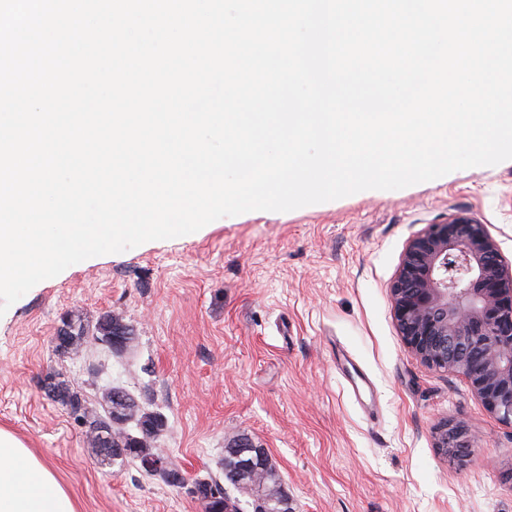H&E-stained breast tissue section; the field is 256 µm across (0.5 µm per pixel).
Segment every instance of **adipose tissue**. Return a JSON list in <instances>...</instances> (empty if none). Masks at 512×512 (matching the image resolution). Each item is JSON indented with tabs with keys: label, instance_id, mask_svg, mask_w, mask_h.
<instances>
[{
	"label": "adipose tissue",
	"instance_id": "adipose-tissue-1",
	"mask_svg": "<svg viewBox=\"0 0 512 512\" xmlns=\"http://www.w3.org/2000/svg\"><path fill=\"white\" fill-rule=\"evenodd\" d=\"M0 512H77L49 462L0 429Z\"/></svg>",
	"mask_w": 512,
	"mask_h": 512
}]
</instances>
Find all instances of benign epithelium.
<instances>
[{
  "mask_svg": "<svg viewBox=\"0 0 512 512\" xmlns=\"http://www.w3.org/2000/svg\"><path fill=\"white\" fill-rule=\"evenodd\" d=\"M394 319L408 350L455 371L500 421L512 425V270L484 225L467 212L412 238L391 288ZM106 344L126 343L113 317ZM438 447L467 461L464 423L441 430Z\"/></svg>",
  "mask_w": 512,
  "mask_h": 512,
  "instance_id": "benign-epithelium-1",
  "label": "benign epithelium"
}]
</instances>
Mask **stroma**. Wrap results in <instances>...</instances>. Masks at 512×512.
Masks as SVG:
<instances>
[{"mask_svg":"<svg viewBox=\"0 0 512 512\" xmlns=\"http://www.w3.org/2000/svg\"><path fill=\"white\" fill-rule=\"evenodd\" d=\"M469 212L512 263V160L289 212L252 211L74 264L0 316V428L52 465L78 512H205L234 436L264 449L292 512H512V425L460 373L411 354L390 285L408 242ZM121 316L128 351H57L63 319ZM60 375L164 416L156 446L187 480L101 468L85 428L40 390ZM464 422L458 467L440 430Z\"/></svg>","mask_w":512,"mask_h":512,"instance_id":"35a3bbf8","label":"stroma"}]
</instances>
